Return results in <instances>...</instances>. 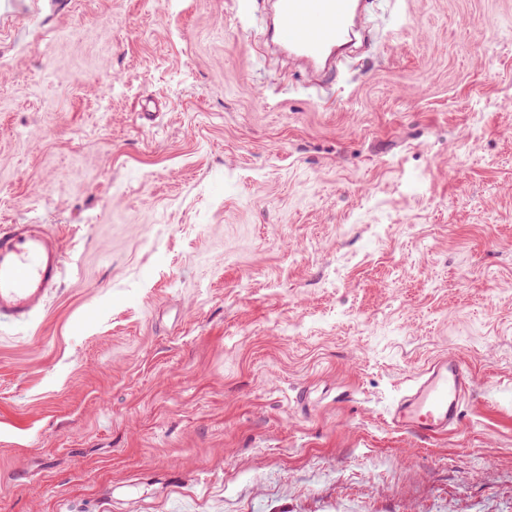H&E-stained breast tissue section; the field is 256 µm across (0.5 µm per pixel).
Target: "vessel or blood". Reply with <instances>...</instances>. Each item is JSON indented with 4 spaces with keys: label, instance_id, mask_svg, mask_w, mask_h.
Here are the masks:
<instances>
[{
    "label": "vessel or blood",
    "instance_id": "b4317fda",
    "mask_svg": "<svg viewBox=\"0 0 512 512\" xmlns=\"http://www.w3.org/2000/svg\"><path fill=\"white\" fill-rule=\"evenodd\" d=\"M366 0H272L265 41L288 59L335 72L354 45ZM66 252L59 237L37 224L0 225V320L30 322L59 287ZM472 374L444 354L432 361L388 408V424L425 438L448 434L461 422V400Z\"/></svg>",
    "mask_w": 512,
    "mask_h": 512
}]
</instances>
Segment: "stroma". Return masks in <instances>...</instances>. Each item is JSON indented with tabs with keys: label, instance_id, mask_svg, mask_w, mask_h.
Listing matches in <instances>:
<instances>
[{
	"label": "stroma",
	"instance_id": "35a3bbf8",
	"mask_svg": "<svg viewBox=\"0 0 512 512\" xmlns=\"http://www.w3.org/2000/svg\"><path fill=\"white\" fill-rule=\"evenodd\" d=\"M264 0H0V512H512V0H369L329 95ZM471 369L438 440L386 411ZM66 252L40 224L0 225V320L30 322L59 287Z\"/></svg>",
	"mask_w": 512,
	"mask_h": 512
}]
</instances>
